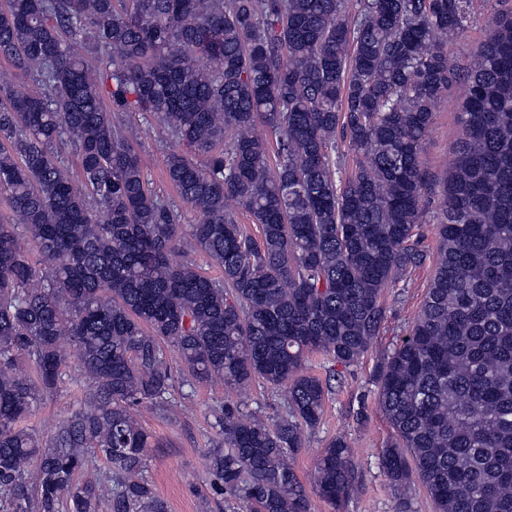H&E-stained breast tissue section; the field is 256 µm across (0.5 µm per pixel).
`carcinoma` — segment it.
I'll list each match as a JSON object with an SVG mask.
<instances>
[{
  "instance_id": "cac0c4a2",
  "label": "carcinoma",
  "mask_w": 512,
  "mask_h": 512,
  "mask_svg": "<svg viewBox=\"0 0 512 512\" xmlns=\"http://www.w3.org/2000/svg\"><path fill=\"white\" fill-rule=\"evenodd\" d=\"M474 9L0 0V57L38 86L0 85V193L22 216L0 224V512H167L135 411H167L177 380L284 391L271 426L239 401L213 408L212 488L233 512H308L294 456L329 388L307 357H329L341 378L383 331L384 290L427 260L414 240L437 183L424 141L457 82L463 135L436 215L434 277L375 373L396 436L381 466L395 512H408L416 479L437 512H512V12L497 13L464 72L437 43ZM130 111L180 145L165 169L181 204L145 175L118 117ZM340 138L360 155L343 180ZM184 205L198 214L186 231ZM176 253L186 260L172 263ZM66 376L83 405L46 436L23 426ZM310 484L337 509L349 500L342 437Z\"/></svg>"
}]
</instances>
